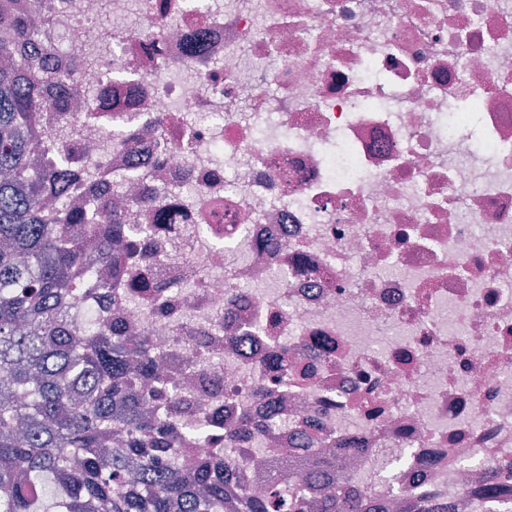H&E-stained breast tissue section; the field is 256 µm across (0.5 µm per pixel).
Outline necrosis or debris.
<instances>
[{
	"label": "necrosis or debris",
	"instance_id": "1",
	"mask_svg": "<svg viewBox=\"0 0 512 512\" xmlns=\"http://www.w3.org/2000/svg\"><path fill=\"white\" fill-rule=\"evenodd\" d=\"M21 2L47 75L89 65L50 83L40 162L148 228L146 287L69 320L150 334L182 457L272 406L226 458L251 493L342 448L383 512H512V0Z\"/></svg>",
	"mask_w": 512,
	"mask_h": 512
}]
</instances>
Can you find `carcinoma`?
Instances as JSON below:
<instances>
[{"label": "carcinoma", "instance_id": "carcinoma-1", "mask_svg": "<svg viewBox=\"0 0 512 512\" xmlns=\"http://www.w3.org/2000/svg\"><path fill=\"white\" fill-rule=\"evenodd\" d=\"M37 10L15 11L0 0V512H46L35 490L48 476L60 488L54 512H301L297 499L321 482L344 481L341 456H301L286 448L270 462L265 493H248L224 459H202L179 470L167 433L177 400L157 372L147 336L131 337L114 324L82 330L67 318L70 304L109 293L122 260L137 243L123 216L108 212L112 236L98 244L103 277L70 235L83 224L95 236L94 212L69 207V159L49 171L34 168L43 143L33 128L36 111L53 105L41 81L38 54L17 45L37 35ZM155 409L147 411V401ZM255 428L252 418L224 434L234 448ZM126 448L103 459L109 437ZM321 512H381L374 500L343 491L320 503Z\"/></svg>", "mask_w": 512, "mask_h": 512}]
</instances>
